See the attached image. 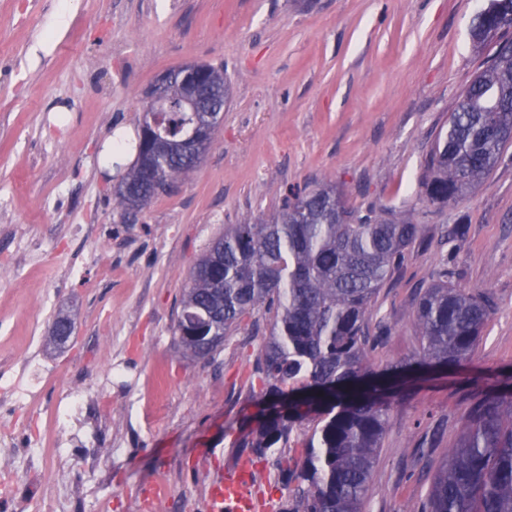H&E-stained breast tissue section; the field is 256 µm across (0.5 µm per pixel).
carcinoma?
I'll return each mask as SVG.
<instances>
[{
    "instance_id": "1",
    "label": "carcinoma",
    "mask_w": 512,
    "mask_h": 512,
    "mask_svg": "<svg viewBox=\"0 0 512 512\" xmlns=\"http://www.w3.org/2000/svg\"><path fill=\"white\" fill-rule=\"evenodd\" d=\"M472 40L492 54L438 130L421 178V201L454 204L512 147V0H490L473 18ZM175 102L152 113L159 133L178 140L196 123ZM195 169L172 159L145 179L131 166L114 191L126 211L173 192ZM419 225L393 210L349 208L327 180L286 198L272 217L224 225L190 269L176 333L184 356L214 354L246 319L271 315L258 369L262 419L239 447L255 459L293 441L276 465L296 482L283 512H363L398 378L431 366L461 367L474 356L492 306L454 281L443 263L411 317L418 346L383 369L371 360L383 327L371 313ZM314 426L291 438L293 428ZM425 512H512V392L469 407L455 448L435 471Z\"/></svg>"
}]
</instances>
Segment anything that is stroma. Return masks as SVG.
<instances>
[{"label": "stroma", "mask_w": 512, "mask_h": 512, "mask_svg": "<svg viewBox=\"0 0 512 512\" xmlns=\"http://www.w3.org/2000/svg\"><path fill=\"white\" fill-rule=\"evenodd\" d=\"M486 3L0 0V407L32 381L42 439L0 433V472L27 475L0 512H209L256 411L247 376L269 325L258 314L184 359L182 290L225 225L327 177L349 207L421 227L375 304L376 362L415 350L409 315L441 262L493 304L472 361L417 376L389 413L363 510L424 512L470 403L512 389V149L455 206L420 202L434 136L489 54L470 36ZM188 61L223 67L221 126L178 190L123 222L102 145L134 134L147 89ZM461 220L466 239L447 237ZM60 312L72 336L56 349ZM72 390L84 420L66 415Z\"/></svg>", "instance_id": "35a3bbf8"}]
</instances>
